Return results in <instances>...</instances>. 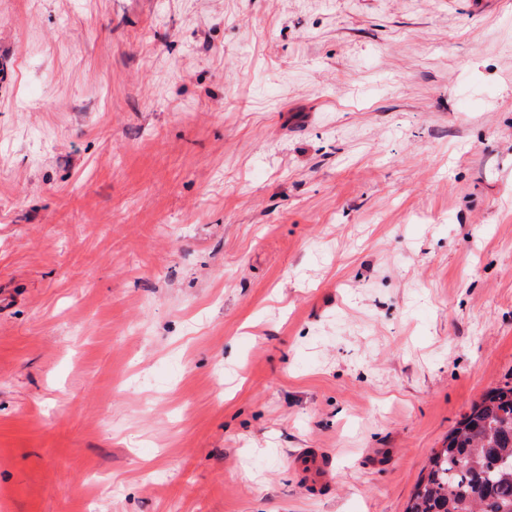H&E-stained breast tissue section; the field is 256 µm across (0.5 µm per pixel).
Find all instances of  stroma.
<instances>
[{
	"label": "stroma",
	"instance_id": "35a3bbf8",
	"mask_svg": "<svg viewBox=\"0 0 512 512\" xmlns=\"http://www.w3.org/2000/svg\"><path fill=\"white\" fill-rule=\"evenodd\" d=\"M507 382L512 0H0V512H405Z\"/></svg>",
	"mask_w": 512,
	"mask_h": 512
}]
</instances>
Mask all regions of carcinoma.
Returning a JSON list of instances; mask_svg holds the SVG:
<instances>
[{"label":"carcinoma","instance_id":"1","mask_svg":"<svg viewBox=\"0 0 512 512\" xmlns=\"http://www.w3.org/2000/svg\"><path fill=\"white\" fill-rule=\"evenodd\" d=\"M425 470L406 512H512V384L473 404Z\"/></svg>","mask_w":512,"mask_h":512}]
</instances>
